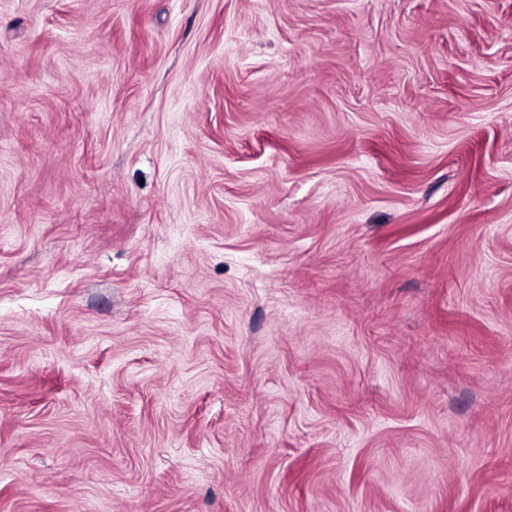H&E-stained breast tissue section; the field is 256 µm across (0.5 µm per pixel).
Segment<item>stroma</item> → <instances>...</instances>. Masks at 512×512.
<instances>
[{
  "instance_id": "obj_1",
  "label": "stroma",
  "mask_w": 512,
  "mask_h": 512,
  "mask_svg": "<svg viewBox=\"0 0 512 512\" xmlns=\"http://www.w3.org/2000/svg\"><path fill=\"white\" fill-rule=\"evenodd\" d=\"M0 512H512V0H0Z\"/></svg>"
}]
</instances>
